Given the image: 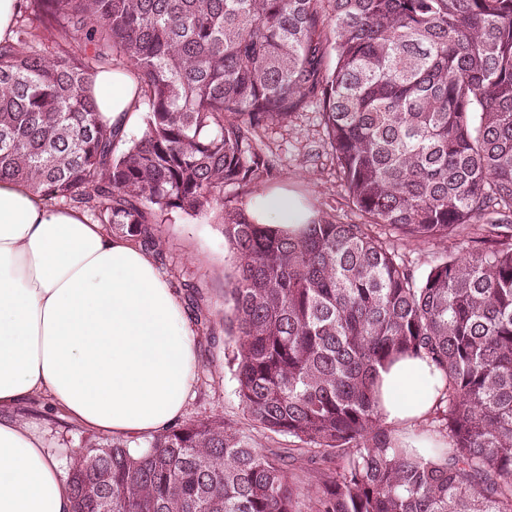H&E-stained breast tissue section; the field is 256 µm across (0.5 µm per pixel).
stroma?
<instances>
[{
    "label": "stroma",
    "instance_id": "1",
    "mask_svg": "<svg viewBox=\"0 0 512 512\" xmlns=\"http://www.w3.org/2000/svg\"><path fill=\"white\" fill-rule=\"evenodd\" d=\"M261 148L274 162V177L244 187H226L224 199L229 205L244 208L260 195L282 189L296 195L308 209L324 212L337 223H360L358 211L336 177L335 163L323 141L317 106H309L289 122L269 126ZM474 247V242L467 239L397 243L399 254L419 273L445 252L464 255ZM153 259L180 302L195 299L212 315L211 335L198 338L196 378L185 419L220 418L244 423L230 364L232 354L225 347L224 292L230 286L236 258L224 237L223 224L213 214H174L162 227L159 250ZM186 279L195 284V294H188L183 287ZM11 415L38 433L44 448L62 469L68 465L72 448L98 437L97 431L74 423L44 396L20 402Z\"/></svg>",
    "mask_w": 512,
    "mask_h": 512
}]
</instances>
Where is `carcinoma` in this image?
<instances>
[{
	"mask_svg": "<svg viewBox=\"0 0 512 512\" xmlns=\"http://www.w3.org/2000/svg\"><path fill=\"white\" fill-rule=\"evenodd\" d=\"M123 62L141 133L124 149L92 77ZM363 224L290 234L224 203L274 163L260 130L309 102ZM158 245L172 213L220 212L239 427L189 420L130 450L71 451L73 512H512V0H26L0 42V179ZM484 222L502 240L415 274L398 237ZM443 382L417 452L376 411L378 366ZM316 465L303 489L285 458Z\"/></svg>",
	"mask_w": 512,
	"mask_h": 512,
	"instance_id": "cac0c4a2",
	"label": "carcinoma"
}]
</instances>
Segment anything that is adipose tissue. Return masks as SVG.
Returning a JSON list of instances; mask_svg holds the SVG:
<instances>
[{
    "mask_svg": "<svg viewBox=\"0 0 512 512\" xmlns=\"http://www.w3.org/2000/svg\"><path fill=\"white\" fill-rule=\"evenodd\" d=\"M137 83L92 81L101 116L129 132ZM259 224L300 229L311 213L285 192L249 209ZM197 369L196 333L152 258L133 241L17 180L0 181V411L43 395L77 424L129 440L180 419ZM382 422L425 419L443 387L421 357L379 366ZM68 485L35 433L0 418V512H71Z\"/></svg>",
    "mask_w": 512,
    "mask_h": 512,
    "instance_id": "adipose-tissue-1",
    "label": "adipose tissue"
}]
</instances>
